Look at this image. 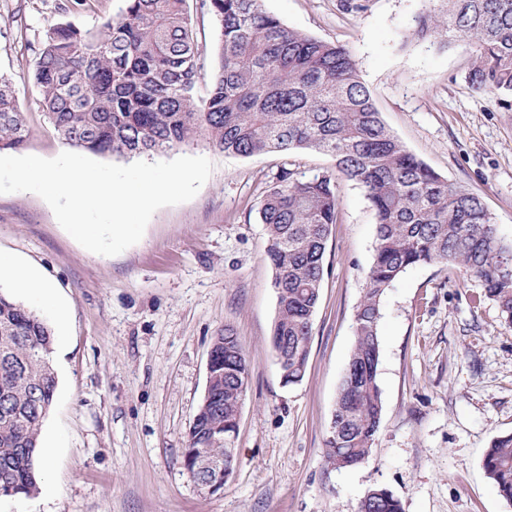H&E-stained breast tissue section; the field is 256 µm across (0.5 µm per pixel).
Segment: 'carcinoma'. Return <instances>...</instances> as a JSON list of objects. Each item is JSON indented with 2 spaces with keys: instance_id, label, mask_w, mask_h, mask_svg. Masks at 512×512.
<instances>
[{
  "instance_id": "carcinoma-1",
  "label": "carcinoma",
  "mask_w": 512,
  "mask_h": 512,
  "mask_svg": "<svg viewBox=\"0 0 512 512\" xmlns=\"http://www.w3.org/2000/svg\"><path fill=\"white\" fill-rule=\"evenodd\" d=\"M412 37L442 48L464 38L476 49L469 79L480 92L512 95V0H427ZM217 30V73L195 98L197 42L187 0H125L96 30L72 25L42 40L33 86L48 120L71 146L101 156L164 153L204 137L226 155L303 149L330 155L335 170L295 178L283 168L261 201L277 316L270 343L288 370L305 376L324 256L337 223L336 179L364 188L376 216L366 288L355 314V342L325 440L326 461L358 465L382 422L378 327L386 290L410 267L455 266L478 279L483 296L512 327V243L498 234L480 197L407 151L384 124L355 59L342 45L291 29L262 0H208ZM28 137L11 83L0 75V150ZM209 403L198 407L184 459L224 460L240 413L246 350L229 326L219 330ZM54 336L34 311L0 291V497L38 491V448L53 404ZM483 466L512 501V434L494 438ZM359 512H402L376 487Z\"/></svg>"
}]
</instances>
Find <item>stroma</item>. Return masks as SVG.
I'll return each mask as SVG.
<instances>
[{
  "mask_svg": "<svg viewBox=\"0 0 512 512\" xmlns=\"http://www.w3.org/2000/svg\"><path fill=\"white\" fill-rule=\"evenodd\" d=\"M124 0H0V74L29 128L24 154L67 145L32 86L47 30L96 29ZM288 27L345 45L387 128L440 175L478 194L512 242V107L469 82L473 48L409 41L424 0H264ZM204 95L217 69L216 28L187 0ZM203 156L213 170L190 201L157 210L142 239L115 256L84 249L30 192L0 194V253L38 271L67 311L58 386L44 422L53 467L38 492L0 497V512H359L388 489L403 512H512L483 469L491 441L512 433V328L480 282L459 269L409 268L384 294L379 324L382 424L369 456L328 467L325 439L354 344L353 323L374 254L364 189L338 179V219L306 374L283 385L270 345L272 268L259 208L281 168L308 178L330 156L298 150L227 156L200 139L162 153ZM232 325L250 380L233 474L207 493L183 452L206 387L212 338Z\"/></svg>",
  "mask_w": 512,
  "mask_h": 512,
  "instance_id": "obj_1",
  "label": "stroma"
}]
</instances>
